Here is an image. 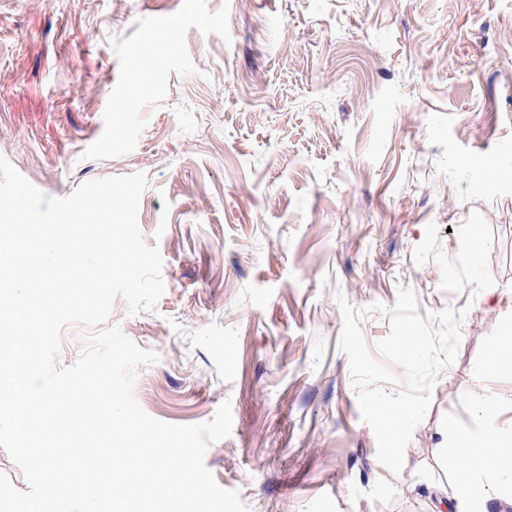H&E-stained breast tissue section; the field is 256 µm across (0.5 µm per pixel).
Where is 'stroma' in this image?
<instances>
[{
  "label": "stroma",
  "mask_w": 512,
  "mask_h": 512,
  "mask_svg": "<svg viewBox=\"0 0 512 512\" xmlns=\"http://www.w3.org/2000/svg\"><path fill=\"white\" fill-rule=\"evenodd\" d=\"M0 156L50 197L147 175L165 292L107 324L159 356L150 416L230 402L204 462L248 512H470L444 429L479 430L480 400L512 427V374L477 373L512 324V0H0ZM402 288L466 315L395 474L337 299ZM460 238L465 243L467 251L476 270L480 265L482 252L485 248L484 236L477 224H464L460 228Z\"/></svg>",
  "instance_id": "obj_1"
}]
</instances>
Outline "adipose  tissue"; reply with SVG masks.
Listing matches in <instances>:
<instances>
[{"label":"adipose tissue","mask_w":512,"mask_h":512,"mask_svg":"<svg viewBox=\"0 0 512 512\" xmlns=\"http://www.w3.org/2000/svg\"><path fill=\"white\" fill-rule=\"evenodd\" d=\"M478 412L486 422L484 431H451L454 452L446 464L458 482L465 485L469 497L480 506L488 498L491 479L512 472V429L505 430L496 425L492 408L482 404Z\"/></svg>","instance_id":"obj_1"}]
</instances>
